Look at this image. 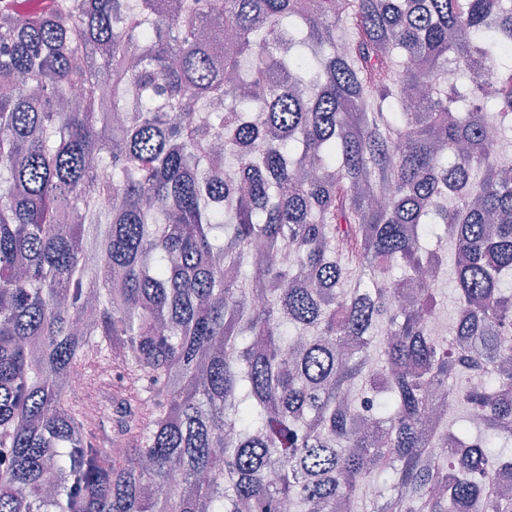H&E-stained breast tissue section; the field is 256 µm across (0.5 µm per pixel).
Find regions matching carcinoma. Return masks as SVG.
<instances>
[{
    "label": "carcinoma",
    "instance_id": "obj_1",
    "mask_svg": "<svg viewBox=\"0 0 512 512\" xmlns=\"http://www.w3.org/2000/svg\"><path fill=\"white\" fill-rule=\"evenodd\" d=\"M129 2L0 0V512H512V7Z\"/></svg>",
    "mask_w": 512,
    "mask_h": 512
}]
</instances>
